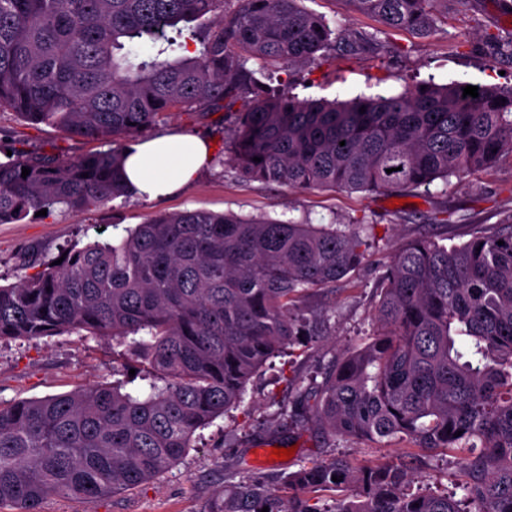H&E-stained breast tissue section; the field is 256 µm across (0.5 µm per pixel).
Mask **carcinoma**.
<instances>
[{"instance_id": "carcinoma-1", "label": "carcinoma", "mask_w": 512, "mask_h": 512, "mask_svg": "<svg viewBox=\"0 0 512 512\" xmlns=\"http://www.w3.org/2000/svg\"><path fill=\"white\" fill-rule=\"evenodd\" d=\"M437 2L347 0L422 34ZM237 4L0 0V109L109 145L0 160V224L131 194L125 142L177 110L236 112L228 160L290 188L413 191L512 150V87L480 84L473 98L465 82L429 81L349 101L258 91L249 59L314 62L332 30L301 0ZM206 15L208 35L187 27ZM143 42L155 55L135 63L126 48ZM191 44L194 55H177ZM362 245L315 224L185 210L111 243L64 248L61 264L0 285V341L99 337L152 372L134 393L93 384L0 403V506L42 512L58 497L90 507L156 480L269 360L311 335L296 299L353 271ZM382 282L377 331L300 390L301 402L333 436L455 457L462 496L413 493L401 466L331 456L278 485L240 468L207 512H512V231L451 248L405 241ZM332 490L328 506L321 493Z\"/></svg>"}]
</instances>
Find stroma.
I'll list each match as a JSON object with an SVG mask.
<instances>
[{"mask_svg":"<svg viewBox=\"0 0 512 512\" xmlns=\"http://www.w3.org/2000/svg\"><path fill=\"white\" fill-rule=\"evenodd\" d=\"M304 5L336 31L340 49L301 68L249 62L258 79L279 76L295 96L349 101L399 93L429 80L512 86V0H438L432 31L425 36L387 29L345 0H304ZM235 128L228 112H175L155 126L158 134L203 135L215 146L210 166L169 197L147 201L132 195L79 214L58 208L46 216L0 224V276L10 283L35 274V267L22 263L31 245H40L44 257L52 258L60 246L105 243L111 241L114 227H132L147 215L186 209L230 212L244 219L337 224L366 244L358 270L324 290L321 299L299 302V312L316 332L308 345L291 347L265 365L248 384L242 402L198 430L192 448L159 479L105 498L93 512H204L209 500L223 493L242 459L253 476L268 480L330 454L361 464L403 459L413 487L429 484L455 491L460 481L455 464L410 460L402 448L322 434L302 407L298 391L320 383L331 361L372 335L381 276L396 241L428 235L451 247L472 234H491L512 225V152H502L489 169L410 192L409 203L400 205L394 191L291 189L246 179L224 153ZM0 145L64 156L103 148L99 142L68 138L51 126L25 124L8 110H0ZM146 372L143 365L117 355L111 343L91 337L0 341L4 403L89 384L119 382L130 389ZM274 447H291L295 453L273 461L269 455Z\"/></svg>","mask_w":512,"mask_h":512,"instance_id":"stroma-1","label":"stroma"}]
</instances>
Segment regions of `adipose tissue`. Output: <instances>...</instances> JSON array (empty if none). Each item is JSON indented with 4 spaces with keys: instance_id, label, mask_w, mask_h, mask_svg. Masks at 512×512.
I'll return each instance as SVG.
<instances>
[{
    "instance_id": "obj_1",
    "label": "adipose tissue",
    "mask_w": 512,
    "mask_h": 512,
    "mask_svg": "<svg viewBox=\"0 0 512 512\" xmlns=\"http://www.w3.org/2000/svg\"><path fill=\"white\" fill-rule=\"evenodd\" d=\"M127 148L124 178L136 196L146 199L183 188L212 158L209 141L196 134H161L129 142Z\"/></svg>"
}]
</instances>
